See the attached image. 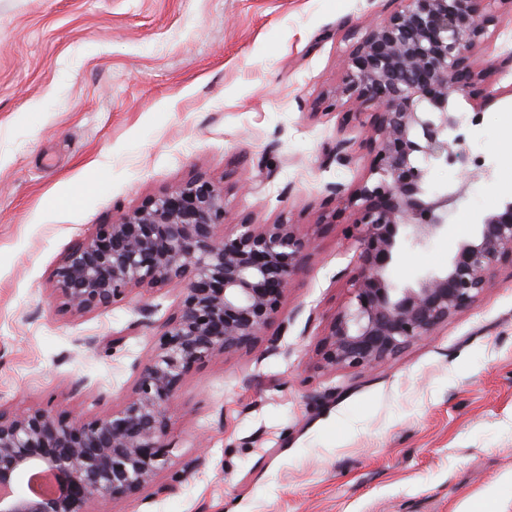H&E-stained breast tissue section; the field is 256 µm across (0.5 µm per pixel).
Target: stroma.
Listing matches in <instances>:
<instances>
[{"instance_id":"obj_1","label":"stroma","mask_w":512,"mask_h":512,"mask_svg":"<svg viewBox=\"0 0 512 512\" xmlns=\"http://www.w3.org/2000/svg\"><path fill=\"white\" fill-rule=\"evenodd\" d=\"M400 0H0V409L86 418L131 394L179 289L59 312L69 248L145 198L202 174L225 224L299 225L314 249L283 299L276 350L190 371L170 404L168 467L92 512H512V272L434 336L372 369H319L359 248L328 185L368 168L345 62ZM474 52L491 74L460 147L486 180L432 170L459 195L446 235L394 273L438 270L475 217L512 196V0ZM347 139L357 153L336 159Z\"/></svg>"}]
</instances>
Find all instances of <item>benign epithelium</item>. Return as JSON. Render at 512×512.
Instances as JSON below:
<instances>
[{"mask_svg":"<svg viewBox=\"0 0 512 512\" xmlns=\"http://www.w3.org/2000/svg\"><path fill=\"white\" fill-rule=\"evenodd\" d=\"M403 2L354 46L339 90L374 107L361 122L372 158L356 185L327 187L352 211L360 255L349 302L321 344L325 370L396 358L512 270L510 198L476 216L475 233L445 269L412 283L392 276L405 246L448 233V206L457 198L452 188H430L420 160L458 165L474 179L489 175L484 160L457 149L462 116L448 104L490 72L475 70L472 57L496 23L488 0ZM312 249V238L286 222L226 230L224 188L199 175L72 247L53 274L63 311L108 308L134 288L178 287L181 300L159 324L158 344L120 408L91 419L0 411V512H91L93 501L136 496L170 463L168 407L184 376L255 348Z\"/></svg>","mask_w":512,"mask_h":512,"instance_id":"7a95c632","label":"benign epithelium"}]
</instances>
